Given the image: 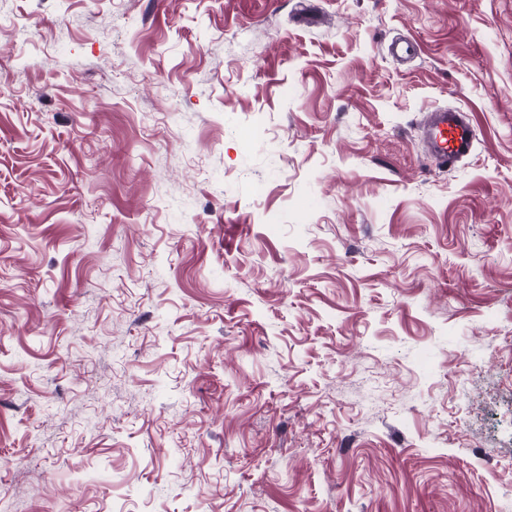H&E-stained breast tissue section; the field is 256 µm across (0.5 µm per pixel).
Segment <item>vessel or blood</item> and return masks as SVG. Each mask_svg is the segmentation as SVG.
<instances>
[{
    "mask_svg": "<svg viewBox=\"0 0 512 512\" xmlns=\"http://www.w3.org/2000/svg\"><path fill=\"white\" fill-rule=\"evenodd\" d=\"M426 149L438 168L449 169L470 155L476 139L469 111L437 107L428 114L424 130Z\"/></svg>",
    "mask_w": 512,
    "mask_h": 512,
    "instance_id": "obj_1",
    "label": "vessel or blood"
}]
</instances>
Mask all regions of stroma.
I'll return each mask as SVG.
<instances>
[{"mask_svg":"<svg viewBox=\"0 0 512 512\" xmlns=\"http://www.w3.org/2000/svg\"><path fill=\"white\" fill-rule=\"evenodd\" d=\"M0 512H512V0H0ZM424 139L427 152L438 168L451 169L473 150L476 134L471 114L462 107L432 109Z\"/></svg>","mask_w":512,"mask_h":512,"instance_id":"1","label":"stroma"}]
</instances>
